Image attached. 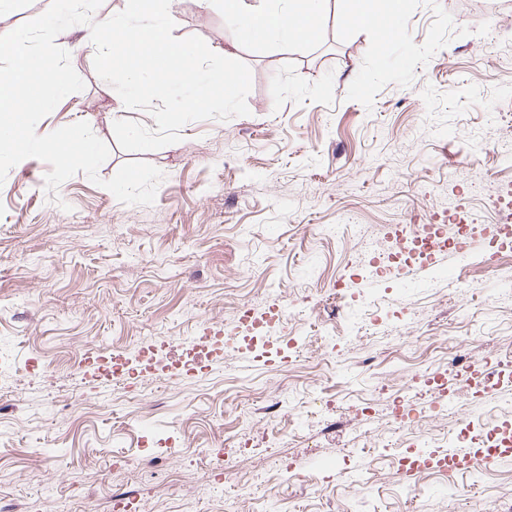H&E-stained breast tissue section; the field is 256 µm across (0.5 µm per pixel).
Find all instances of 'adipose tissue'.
<instances>
[{"mask_svg":"<svg viewBox=\"0 0 512 512\" xmlns=\"http://www.w3.org/2000/svg\"><path fill=\"white\" fill-rule=\"evenodd\" d=\"M223 6L243 41L306 44L328 12L330 0H223Z\"/></svg>","mask_w":512,"mask_h":512,"instance_id":"1","label":"adipose tissue"}]
</instances>
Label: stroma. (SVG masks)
<instances>
[{
	"instance_id": "stroma-1",
	"label": "stroma",
	"mask_w": 512,
	"mask_h": 512,
	"mask_svg": "<svg viewBox=\"0 0 512 512\" xmlns=\"http://www.w3.org/2000/svg\"><path fill=\"white\" fill-rule=\"evenodd\" d=\"M471 2L407 0L386 45L376 30L350 27L346 0H334L314 41L285 47L240 41L216 2L170 0L174 37L199 36L248 65L250 113L188 122L179 142L138 156L118 146L113 124L152 129L155 120L127 109L96 74L88 26L57 36L85 87L37 134L88 122L110 148L100 180L136 157L164 178L149 206L123 204L82 173L48 194L50 167L34 158L0 184V504L25 495L39 512H87L75 489L93 477L110 492L140 494L133 512H512V462L451 476L431 467L411 485L391 474L412 443L441 448L458 410L478 430L512 425V408L491 391L492 366L512 350V301L497 266L467 286L458 268L431 282L379 281L384 323L335 337L328 363L289 356L287 339L305 333L299 317L252 370L224 350L235 307L267 309L273 286L327 302L340 279L361 307L375 253L393 248L418 214L460 206L479 224L470 260L500 250L490 201L512 189V0ZM349 222L367 226L373 250L324 232ZM30 306L43 316L35 334L23 317ZM206 331L212 366L152 381L147 409L124 385L101 392L95 367L71 370L88 348L134 361L166 343L175 358ZM460 353L471 354L489 393L364 432L354 408L376 386L441 393L455 383ZM46 356L60 394L84 409L80 420L50 407L47 386L21 378ZM320 399L335 402L333 426L307 416ZM16 403L22 413H12ZM264 407L279 431L274 447H239ZM120 431L138 439L151 470L109 454ZM88 446L106 450L92 472ZM227 448L237 470L212 475L206 459ZM27 460L28 479L14 482L10 468Z\"/></svg>"
}]
</instances>
